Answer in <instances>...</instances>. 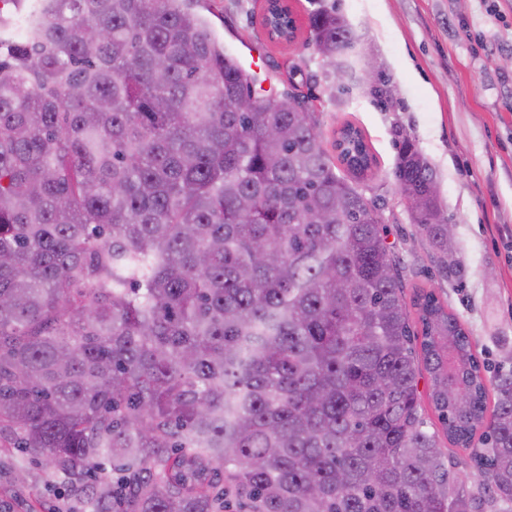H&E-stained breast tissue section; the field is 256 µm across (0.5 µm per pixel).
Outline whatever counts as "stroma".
I'll return each mask as SVG.
<instances>
[{"instance_id":"stroma-1","label":"stroma","mask_w":512,"mask_h":512,"mask_svg":"<svg viewBox=\"0 0 512 512\" xmlns=\"http://www.w3.org/2000/svg\"><path fill=\"white\" fill-rule=\"evenodd\" d=\"M288 2L298 25L289 44L265 32L264 0H202L197 11L263 88L308 102L325 144L345 123L362 131L376 164L357 187L376 201L406 284L447 303L487 376L512 370V0ZM320 7L336 10L353 35L350 64L337 80L307 27ZM371 62L388 81L387 100L361 82ZM406 137L436 172L460 275L439 270L398 190L394 170ZM70 490L40 462H30L21 480L15 461L0 457V512H61Z\"/></svg>"}]
</instances>
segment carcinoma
I'll use <instances>...</instances> for the list:
<instances>
[{
	"mask_svg": "<svg viewBox=\"0 0 512 512\" xmlns=\"http://www.w3.org/2000/svg\"><path fill=\"white\" fill-rule=\"evenodd\" d=\"M198 2L0 0V450L81 483L76 512H512V371L486 380L434 292L406 303L337 173L371 171L360 129L331 156ZM308 28L343 64L344 18ZM394 177L459 273L407 138Z\"/></svg>",
	"mask_w": 512,
	"mask_h": 512,
	"instance_id": "carcinoma-1",
	"label": "carcinoma"
}]
</instances>
